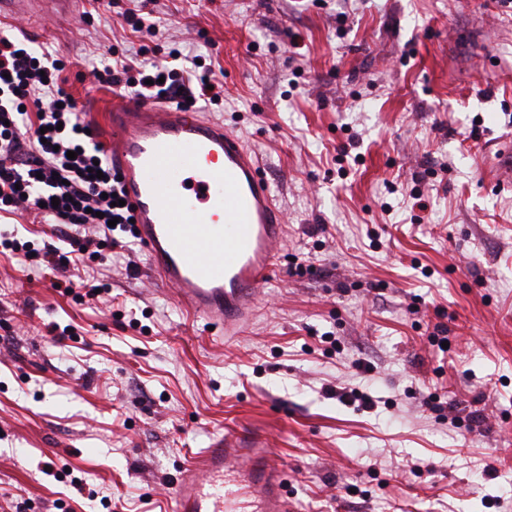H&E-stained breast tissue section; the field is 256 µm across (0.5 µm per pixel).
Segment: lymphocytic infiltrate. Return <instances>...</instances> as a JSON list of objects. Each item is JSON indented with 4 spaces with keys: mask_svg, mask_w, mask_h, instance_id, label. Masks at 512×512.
Segmentation results:
<instances>
[{
    "mask_svg": "<svg viewBox=\"0 0 512 512\" xmlns=\"http://www.w3.org/2000/svg\"><path fill=\"white\" fill-rule=\"evenodd\" d=\"M145 49L110 61L91 60V72L103 84L131 90L140 100H165L186 108L191 98L214 104L210 64L168 68L146 63ZM65 61L56 51L33 49L0 31V210L42 207L55 223L92 227V234L73 239L71 250L48 248L33 252L18 239L0 240V247L34 256L43 271H66L105 252L131 248L126 234L133 214L113 204L120 173L104 146L78 113L66 88ZM43 129L34 140L32 157L19 161L22 130Z\"/></svg>",
    "mask_w": 512,
    "mask_h": 512,
    "instance_id": "1",
    "label": "lymphocytic infiltrate"
}]
</instances>
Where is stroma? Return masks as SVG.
<instances>
[{"mask_svg": "<svg viewBox=\"0 0 512 512\" xmlns=\"http://www.w3.org/2000/svg\"><path fill=\"white\" fill-rule=\"evenodd\" d=\"M148 8L153 37L91 0L0 28L69 61L97 129L132 95L90 75L89 54H209L223 96L195 109L256 151L288 234L229 341L176 305L141 246L61 274L69 292L0 248V512H169L211 436L243 427L287 462L297 512H512V6ZM1 232L70 248L34 210L0 211Z\"/></svg>", "mask_w": 512, "mask_h": 512, "instance_id": "stroma-1", "label": "stroma"}]
</instances>
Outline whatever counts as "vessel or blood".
Instances as JSON below:
<instances>
[{
  "label": "vessel or blood",
  "instance_id": "vessel-or-blood-1",
  "mask_svg": "<svg viewBox=\"0 0 512 512\" xmlns=\"http://www.w3.org/2000/svg\"><path fill=\"white\" fill-rule=\"evenodd\" d=\"M71 3L0 0V14L37 27ZM104 128L150 268L182 309L236 336L287 234L256 152L222 123L167 104H113ZM171 512H292L288 466L272 462L253 431L214 434L178 482Z\"/></svg>",
  "mask_w": 512,
  "mask_h": 512
}]
</instances>
